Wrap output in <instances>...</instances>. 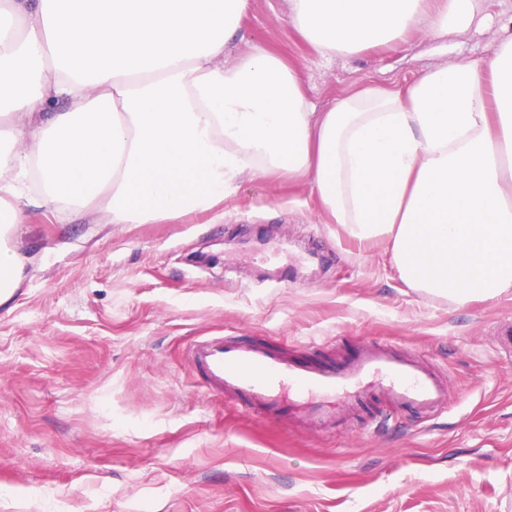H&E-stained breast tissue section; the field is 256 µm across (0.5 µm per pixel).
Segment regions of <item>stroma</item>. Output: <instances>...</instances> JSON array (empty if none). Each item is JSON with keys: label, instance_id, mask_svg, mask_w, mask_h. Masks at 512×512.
Segmentation results:
<instances>
[{"label": "stroma", "instance_id": "35a3bbf8", "mask_svg": "<svg viewBox=\"0 0 512 512\" xmlns=\"http://www.w3.org/2000/svg\"><path fill=\"white\" fill-rule=\"evenodd\" d=\"M288 0H249L231 52L294 66L325 109L374 81L391 90L482 63L512 35V0L449 39L320 57ZM33 262L0 307V512H512V295L459 304L409 288L383 239L331 223L309 183L244 179L224 217L112 224L26 210ZM206 336L309 363L376 342L445 378L424 415L379 396L332 430L264 420L208 392L187 362Z\"/></svg>", "mask_w": 512, "mask_h": 512}]
</instances>
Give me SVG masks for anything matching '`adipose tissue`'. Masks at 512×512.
<instances>
[{
    "label": "adipose tissue",
    "mask_w": 512,
    "mask_h": 512,
    "mask_svg": "<svg viewBox=\"0 0 512 512\" xmlns=\"http://www.w3.org/2000/svg\"><path fill=\"white\" fill-rule=\"evenodd\" d=\"M249 0H0V305L29 255L24 208L113 224L220 211L246 177L310 181L333 223L385 239L410 286L512 294V39L486 68L365 83L324 111L263 47L226 60ZM477 0H290L324 58L445 38ZM17 171L18 179L6 174Z\"/></svg>",
    "instance_id": "1"
}]
</instances>
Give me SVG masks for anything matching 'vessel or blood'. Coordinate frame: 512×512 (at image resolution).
I'll use <instances>...</instances> for the list:
<instances>
[{
	"mask_svg": "<svg viewBox=\"0 0 512 512\" xmlns=\"http://www.w3.org/2000/svg\"><path fill=\"white\" fill-rule=\"evenodd\" d=\"M189 361L207 390L269 419L283 410L287 385L305 396L294 406L298 416L323 427L336 425L341 408L363 401L366 387L377 381L395 406L431 413L448 402L443 379L417 359L382 345L366 347L356 359L333 367H313L259 344L214 336L195 342Z\"/></svg>",
	"mask_w": 512,
	"mask_h": 512,
	"instance_id": "vessel-or-blood-1",
	"label": "vessel or blood"
}]
</instances>
